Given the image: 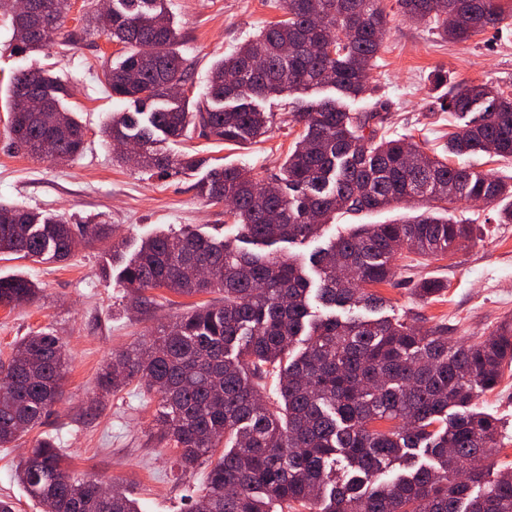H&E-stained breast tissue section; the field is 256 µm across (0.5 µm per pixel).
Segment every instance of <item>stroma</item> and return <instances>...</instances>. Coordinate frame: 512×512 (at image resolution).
Wrapping results in <instances>:
<instances>
[{
  "label": "stroma",
  "mask_w": 512,
  "mask_h": 512,
  "mask_svg": "<svg viewBox=\"0 0 512 512\" xmlns=\"http://www.w3.org/2000/svg\"><path fill=\"white\" fill-rule=\"evenodd\" d=\"M97 0H71V9L45 48L20 54L9 18L0 16V202L26 210L55 213L71 223L96 219L114 227L123 244L91 243L64 261L0 256V275L22 274L41 290L40 299L10 309L0 306V362L8 361L17 341L50 328L60 336L69 361L64 396L41 425L17 445L0 447V497L12 499L17 512H40L18 483L14 466L23 448L38 437H60L70 472L91 474L99 481H119L136 499L140 512H186L201 487L206 466L180 476L173 467V444L161 441L154 421L156 394L131 386L93 406L97 376L113 352L141 347L161 323L210 302L207 294L179 296L152 290L149 312L125 311L126 300L117 275L141 240L160 230L198 228L224 235V207L207 202L199 184L211 169L242 165L263 182L278 174L295 137L302 130L290 112L288 95L261 100L260 108L274 121L255 142L232 145L198 136L166 140L163 151L188 154L198 164L169 177H147L135 167L113 159L112 143L103 134L111 113L124 110L104 79L108 62L121 52L90 16ZM389 32L372 70V96L346 100L353 112L367 110L375 97L387 102L378 133L388 139L416 141L426 153L443 154L449 132L464 118L443 105L447 85L491 83L512 94V17L465 43L441 40L429 24L402 19L396 0H385ZM178 30L177 49L187 66L185 94L200 103L212 64L231 53L270 23L284 19L283 0H168ZM27 70L50 73L67 89L64 100L85 129L86 148L72 161L37 160L17 151L8 129V88L14 75ZM501 203H456L454 219L479 225L475 246L439 260L426 261L403 253L396 275L379 285L385 315L405 317L425 327H447L455 341L489 335L512 321V224L498 221ZM432 276L446 284L430 301L419 300L413 282ZM495 416L501 430L498 451L485 460L489 474L512 471V366H505L497 386L476 403Z\"/></svg>",
  "instance_id": "stroma-1"
}]
</instances>
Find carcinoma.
Returning <instances> with one entry per match:
<instances>
[{
  "label": "carcinoma",
  "mask_w": 512,
  "mask_h": 512,
  "mask_svg": "<svg viewBox=\"0 0 512 512\" xmlns=\"http://www.w3.org/2000/svg\"><path fill=\"white\" fill-rule=\"evenodd\" d=\"M107 35L124 53L106 73L112 97L134 106L114 112L112 141L137 148L146 174L192 167L161 152L162 139L189 131L242 144L262 137L273 115L252 98L333 88L340 98L299 108L303 133L267 185L240 166L212 170L200 187L237 229L218 239L192 228L141 241L119 273L128 308L143 312L146 292L224 293L160 325L149 344L112 354L101 368L96 403L137 383L158 395L160 439L177 448L182 472L211 460L188 512H512V476L490 477L477 462L499 444V426L476 399L512 365V323L459 344L448 329H423L375 316L384 299L373 287L392 282L396 255L441 259L475 242L473 225L448 205L490 204L512 196V178L493 177L448 156L493 153L512 159V96L488 83L448 89V111L470 121L448 134V155L430 156L405 138L374 142L371 112H349L341 99L363 94L383 46L382 0H284L288 18L266 26L211 68L204 104L192 112L184 60L166 0H111ZM11 15L17 49H43L70 0H31ZM408 21H429L443 39L463 43L500 24V0H397ZM66 89L50 75L22 71L10 85L9 130L36 159L66 162L84 148V129L63 105ZM414 204L418 214L390 224H354L302 264L274 252L242 249L304 243L323 236L336 216ZM113 238L110 224L66 219L0 204V254L56 261L90 241ZM445 289L435 278L414 288L422 300ZM26 276H0V306L39 299ZM330 313L311 317L310 295ZM342 309L346 315L336 314ZM362 309L367 314H356ZM302 345L293 354L296 345ZM68 356L51 330L21 338L0 367V447L36 427L63 398ZM277 376V401L262 395ZM390 423L386 430L370 428ZM428 461L418 463L419 455ZM42 512H139L120 483L97 496L99 480L75 481L61 442L36 440L15 467Z\"/></svg>",
  "instance_id": "obj_1"
}]
</instances>
